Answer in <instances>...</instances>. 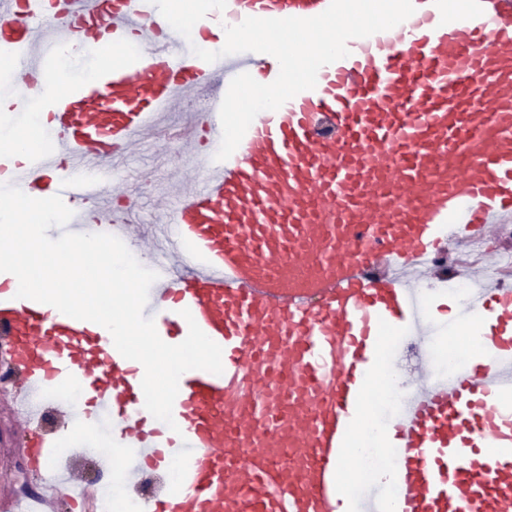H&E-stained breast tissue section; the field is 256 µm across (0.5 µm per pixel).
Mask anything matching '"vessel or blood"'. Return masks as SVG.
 I'll return each instance as SVG.
<instances>
[{
	"label": "vessel or blood",
	"mask_w": 512,
	"mask_h": 512,
	"mask_svg": "<svg viewBox=\"0 0 512 512\" xmlns=\"http://www.w3.org/2000/svg\"><path fill=\"white\" fill-rule=\"evenodd\" d=\"M330 0H227L194 29L248 17L310 18ZM401 24L347 43L316 86L260 112L225 161L218 113L164 132L167 112L199 98L213 77L273 82L278 64L244 52L207 63L150 0H0V52L13 99L38 100L51 151L0 157V184L39 197L42 182L83 232L87 204L123 194L113 175L147 139L194 152L192 186L169 208L170 231L134 234L126 205L101 232L138 247L158 278L145 316L181 343L189 322L222 348L221 374L190 370L175 427L144 407L143 366L101 326L0 284V358L13 405L28 396L69 410L74 436L107 424L133 448L117 465L133 479L177 463V480L139 512H512V291L490 286L459 301L478 316L482 345L450 379L422 350L434 300L411 285L420 260L460 237L492 238L512 217V0H413ZM77 42L112 65L77 81L60 66ZM99 171L97 180L81 174ZM190 310L184 319L182 310ZM415 348L404 408L387 422L379 475L357 498L351 439L381 362V331Z\"/></svg>",
	"instance_id": "vessel-or-blood-1"
}]
</instances>
